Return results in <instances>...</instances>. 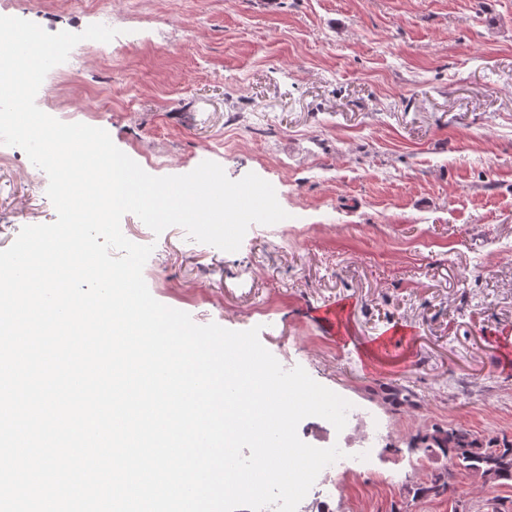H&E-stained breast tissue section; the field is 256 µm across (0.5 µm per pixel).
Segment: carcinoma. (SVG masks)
Masks as SVG:
<instances>
[{"label":"carcinoma","mask_w":512,"mask_h":512,"mask_svg":"<svg viewBox=\"0 0 512 512\" xmlns=\"http://www.w3.org/2000/svg\"><path fill=\"white\" fill-rule=\"evenodd\" d=\"M424 453H440L454 460V465L483 478L488 471L496 474L495 482L512 481V444L498 447L459 427L439 428L423 436ZM452 473L445 470L432 475L427 490L438 495L451 489Z\"/></svg>","instance_id":"obj_1"}]
</instances>
